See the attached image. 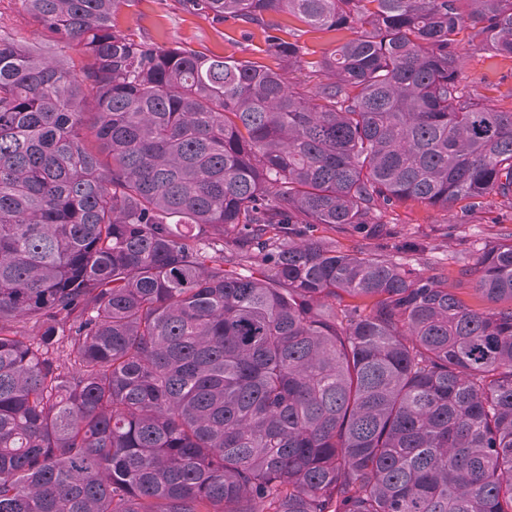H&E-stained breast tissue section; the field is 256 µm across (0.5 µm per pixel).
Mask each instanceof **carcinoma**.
I'll use <instances>...</instances> for the list:
<instances>
[{
  "label": "carcinoma",
  "mask_w": 512,
  "mask_h": 512,
  "mask_svg": "<svg viewBox=\"0 0 512 512\" xmlns=\"http://www.w3.org/2000/svg\"><path fill=\"white\" fill-rule=\"evenodd\" d=\"M129 2L20 0L54 56L0 34V512H512V231L476 309L380 219L512 205L459 54L512 58V0H177L356 31L267 29L276 68L113 30ZM265 22L280 31H276L285 40L298 41L307 58L319 57L330 52L336 46V33L321 30H309L288 12H270L265 15Z\"/></svg>",
  "instance_id": "obj_1"
}]
</instances>
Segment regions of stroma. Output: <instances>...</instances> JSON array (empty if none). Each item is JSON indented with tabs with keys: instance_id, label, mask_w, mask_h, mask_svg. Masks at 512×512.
Returning <instances> with one entry per match:
<instances>
[{
	"instance_id": "35a3bbf8",
	"label": "stroma",
	"mask_w": 512,
	"mask_h": 512,
	"mask_svg": "<svg viewBox=\"0 0 512 512\" xmlns=\"http://www.w3.org/2000/svg\"><path fill=\"white\" fill-rule=\"evenodd\" d=\"M265 21L278 28L282 38L298 42L308 56H321L336 45L335 33L308 29L288 13H267ZM112 25L161 45H181L214 56L254 60L265 47L261 28L240 21L215 24L182 10L176 0H133L113 15ZM0 29L40 49L49 47L42 29L32 23L19 0H0ZM460 54L467 91L490 100L501 111L512 112V58L491 56L480 39L468 37L460 44ZM382 217L398 225L406 241L427 247L421 256L402 253V262L440 269L469 305L485 307V300L474 290V277L462 276L461 271L474 266L483 251L498 243L504 228L512 229V208L500 196H487L475 208L461 201L445 211L407 201L384 210Z\"/></svg>"
}]
</instances>
